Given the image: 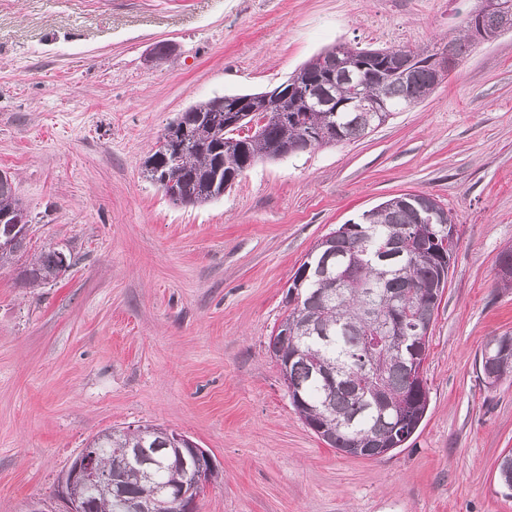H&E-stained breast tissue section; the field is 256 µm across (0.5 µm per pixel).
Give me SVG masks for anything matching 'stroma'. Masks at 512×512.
I'll return each mask as SVG.
<instances>
[{"mask_svg": "<svg viewBox=\"0 0 512 512\" xmlns=\"http://www.w3.org/2000/svg\"><path fill=\"white\" fill-rule=\"evenodd\" d=\"M478 0H0V170L28 254L74 263L33 288L0 269V512H59L57 482L101 431L158 424L219 467L197 512H512V377L476 359L512 334V31L361 139L264 160L203 206L142 163L192 105L278 86L337 43L436 52ZM425 193L458 248L430 330L428 408L379 459L324 443L268 341L325 235Z\"/></svg>", "mask_w": 512, "mask_h": 512, "instance_id": "stroma-1", "label": "stroma"}]
</instances>
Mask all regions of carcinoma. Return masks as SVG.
Listing matches in <instances>:
<instances>
[{
  "mask_svg": "<svg viewBox=\"0 0 512 512\" xmlns=\"http://www.w3.org/2000/svg\"><path fill=\"white\" fill-rule=\"evenodd\" d=\"M474 25L448 39V70H454L474 46V30L494 37L512 30V0L498 9L478 7L469 14ZM351 62V78L341 74L330 82L323 104L308 111L298 94L301 86L320 85L326 72L302 67L298 78L281 84L277 97H255L253 106L270 111L253 135L226 136L224 125L240 119L215 97L182 113L172 122L175 139L147 157L143 175L153 184L172 182L186 204H206L233 186L241 173L280 149L306 152L323 145L355 140L373 129L374 112H358L350 101L359 95L378 96L390 113L401 112L427 98L436 88L433 55L410 48L407 77L392 74L393 60L366 48L338 44L329 48ZM16 197L13 179L0 178V267L25 252L30 224ZM401 230L419 245L417 252L388 249ZM348 251L319 270L304 261L286 293L289 313L280 322L268 349L288 373V395L305 424L325 443L342 453L357 439L380 438L402 447L416 432L428 406L421 363L429 348V331L419 329L415 313L423 304L438 308L442 294L428 290L448 282L457 241L442 224H417L410 205L388 199L349 223ZM60 248H48L20 267L30 285L59 278ZM346 276L352 287H336ZM397 314L405 316L408 335L398 338L384 326ZM490 338L479 359V372L489 364L501 379L512 373V343ZM112 475V492L87 491L83 512H130L155 501L162 512H179L176 493L188 483L189 452L169 446L163 427L154 424L106 430L96 435L80 455ZM498 486L512 495V452L501 457Z\"/></svg>",
  "mask_w": 512,
  "mask_h": 512,
  "instance_id": "carcinoma-1",
  "label": "carcinoma"
}]
</instances>
